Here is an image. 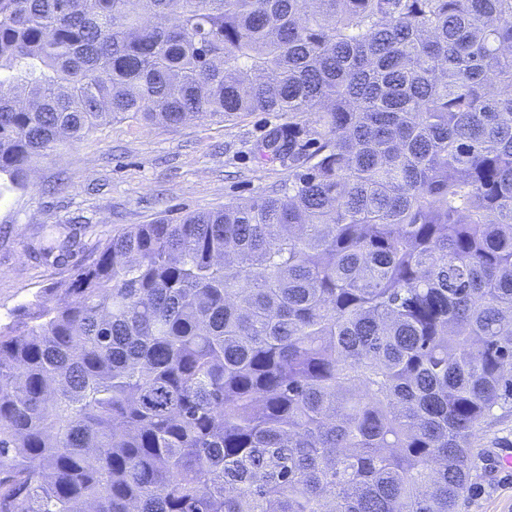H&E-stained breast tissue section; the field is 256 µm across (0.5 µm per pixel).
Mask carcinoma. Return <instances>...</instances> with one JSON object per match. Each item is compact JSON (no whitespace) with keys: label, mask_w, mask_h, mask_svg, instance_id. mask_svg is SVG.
Wrapping results in <instances>:
<instances>
[{"label":"carcinoma","mask_w":512,"mask_h":512,"mask_svg":"<svg viewBox=\"0 0 512 512\" xmlns=\"http://www.w3.org/2000/svg\"><path fill=\"white\" fill-rule=\"evenodd\" d=\"M249 112L288 184L0 327V512H458L512 412V0H0V196Z\"/></svg>","instance_id":"cac0c4a2"}]
</instances>
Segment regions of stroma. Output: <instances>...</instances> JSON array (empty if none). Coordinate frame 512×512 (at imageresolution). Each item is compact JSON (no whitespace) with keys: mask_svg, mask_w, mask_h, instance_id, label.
Segmentation results:
<instances>
[{"mask_svg":"<svg viewBox=\"0 0 512 512\" xmlns=\"http://www.w3.org/2000/svg\"><path fill=\"white\" fill-rule=\"evenodd\" d=\"M287 121L280 112L192 120L179 128L116 120L38 160L26 188L0 196V324L21 306L62 297L76 270L117 230L281 188L287 165L261 160L257 146ZM47 225L76 237L77 247L42 255ZM477 452L459 512H512V471L498 466L501 455L512 453V415L480 429Z\"/></svg>","mask_w":512,"mask_h":512,"instance_id":"35a3bbf8","label":"stroma"}]
</instances>
